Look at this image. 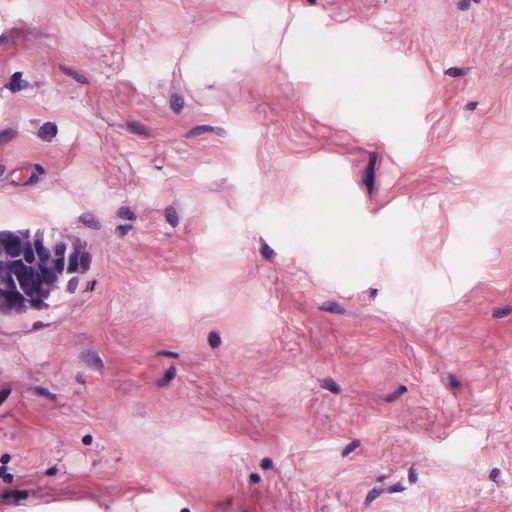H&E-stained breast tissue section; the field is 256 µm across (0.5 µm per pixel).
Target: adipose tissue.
Returning a JSON list of instances; mask_svg holds the SVG:
<instances>
[{
    "mask_svg": "<svg viewBox=\"0 0 512 512\" xmlns=\"http://www.w3.org/2000/svg\"><path fill=\"white\" fill-rule=\"evenodd\" d=\"M231 32L233 41L223 49L219 46L222 28L207 30L181 58L180 75L200 99L213 98L255 57L289 58L317 69L328 66L327 61L297 54L292 41L284 36L281 22L247 18L235 24Z\"/></svg>",
    "mask_w": 512,
    "mask_h": 512,
    "instance_id": "1",
    "label": "adipose tissue"
}]
</instances>
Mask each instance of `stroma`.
<instances>
[{"instance_id": "stroma-1", "label": "stroma", "mask_w": 512, "mask_h": 512, "mask_svg": "<svg viewBox=\"0 0 512 512\" xmlns=\"http://www.w3.org/2000/svg\"><path fill=\"white\" fill-rule=\"evenodd\" d=\"M248 15L400 79L201 101ZM0 228L88 264L0 319V512H512V0H0Z\"/></svg>"}]
</instances>
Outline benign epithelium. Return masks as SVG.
<instances>
[{"mask_svg":"<svg viewBox=\"0 0 512 512\" xmlns=\"http://www.w3.org/2000/svg\"><path fill=\"white\" fill-rule=\"evenodd\" d=\"M71 254L69 243L64 239L58 240L55 250L56 260L50 265L45 262L39 243L34 241L27 246L17 258L14 278L18 287L0 289V314H21L23 299L31 298L34 292V289L28 287L29 282L34 279L53 280L62 276L71 261Z\"/></svg>","mask_w":512,"mask_h":512,"instance_id":"7a95c632","label":"benign epithelium"}]
</instances>
